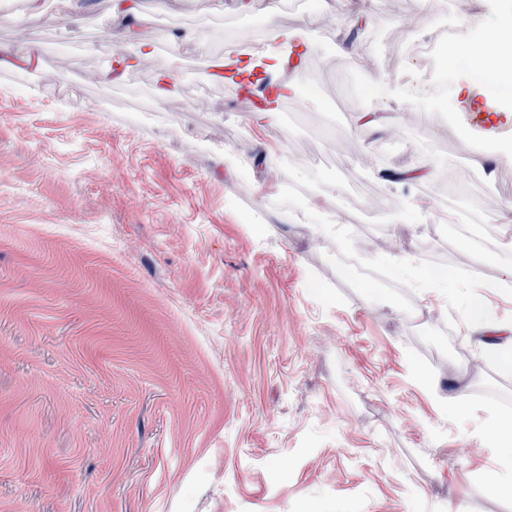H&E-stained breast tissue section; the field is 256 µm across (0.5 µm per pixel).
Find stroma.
<instances>
[{"instance_id":"stroma-1","label":"stroma","mask_w":512,"mask_h":512,"mask_svg":"<svg viewBox=\"0 0 512 512\" xmlns=\"http://www.w3.org/2000/svg\"><path fill=\"white\" fill-rule=\"evenodd\" d=\"M271 2L304 26L299 81L320 87L261 121L212 70L250 59L238 35ZM136 4L154 54L106 82L133 52L113 0H0V512H512L479 442L512 419V374L463 315L491 275L512 323V224L483 225L498 244L475 251L447 211L413 207L434 180L381 176L464 167L471 197L512 207V121L493 113L512 81L452 67L443 100L374 97L372 72L406 95L435 77L410 49L439 21L411 0L352 21L342 0ZM360 110L387 132L353 128ZM348 194L367 212L315 234ZM377 197L405 203L399 223ZM340 236L383 243L347 280Z\"/></svg>"}]
</instances>
